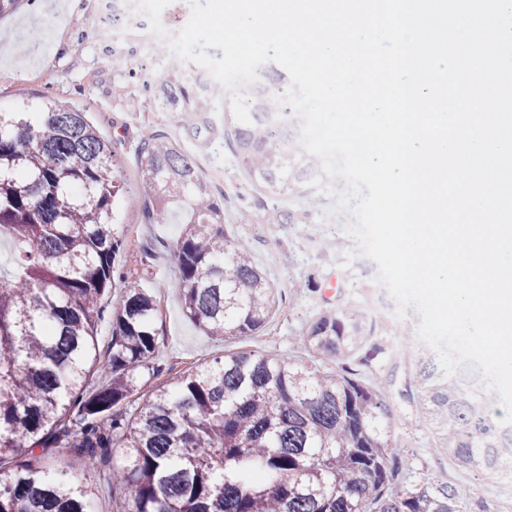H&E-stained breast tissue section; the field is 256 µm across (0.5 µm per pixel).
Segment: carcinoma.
I'll return each instance as SVG.
<instances>
[{
    "mask_svg": "<svg viewBox=\"0 0 512 512\" xmlns=\"http://www.w3.org/2000/svg\"><path fill=\"white\" fill-rule=\"evenodd\" d=\"M160 83L162 106L183 107V128L196 141L219 136L179 72ZM279 97L248 98V124L225 103L224 125L255 185L312 205V181L324 174L268 119ZM138 168L152 214L183 216L173 255L186 316L220 339L256 335L282 296L249 245L224 231V206L192 155L158 130ZM125 192L111 143L85 113L52 104L0 113V237L14 256L11 277L0 276V512H91L94 491L59 460L91 467L114 448L125 455L107 478L116 512H497L397 454L387 391L404 354L361 303L326 306L304 324L298 344L314 366L228 351L126 407L138 391L136 371L149 367L159 377L163 367L161 286L126 283L106 311L124 250L116 220ZM104 319L111 339L102 349ZM365 370L385 383L365 382ZM402 395L414 397L438 453L477 477L512 478V437L486 418L489 392L464 387L430 358Z\"/></svg>",
    "mask_w": 512,
    "mask_h": 512,
    "instance_id": "obj_1",
    "label": "carcinoma"
}]
</instances>
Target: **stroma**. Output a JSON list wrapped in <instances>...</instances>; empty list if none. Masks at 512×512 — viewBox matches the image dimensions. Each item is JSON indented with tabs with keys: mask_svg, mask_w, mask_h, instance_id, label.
Returning <instances> with one entry per match:
<instances>
[{
	"mask_svg": "<svg viewBox=\"0 0 512 512\" xmlns=\"http://www.w3.org/2000/svg\"><path fill=\"white\" fill-rule=\"evenodd\" d=\"M39 2L21 0L16 10L0 15V112L33 108L48 99L86 112L111 141L121 174L132 186L141 144L163 126L158 116L163 72L182 70L189 91L210 108L214 121H221L224 89L205 68L179 60L171 49L172 38L190 19L189 0H147L142 7L128 0H57L54 8ZM191 152L224 204L225 231L248 241L283 302L257 336L225 341L205 335L182 308L179 271L170 250L182 231L180 218L172 215L159 224L150 220L144 199L132 189L117 217L126 248L115 267L143 287L165 284L157 323L165 343L164 378L204 366L227 350L259 349L303 360L297 336L328 305L345 306L373 295L387 324L398 323L395 302L376 282V263L359 254L347 231L351 217L333 213L331 196L321 194L312 208L290 196H268L239 169L229 134ZM285 211L293 213V222L282 220ZM315 227L320 230L316 236L311 233ZM388 396L398 444L421 472H451L463 490L477 485L486 499L495 498L496 477L478 482L454 468L435 451L432 430L416 419L415 404L396 386Z\"/></svg>",
	"mask_w": 512,
	"mask_h": 512,
	"instance_id": "35a3bbf8",
	"label": "stroma"
}]
</instances>
